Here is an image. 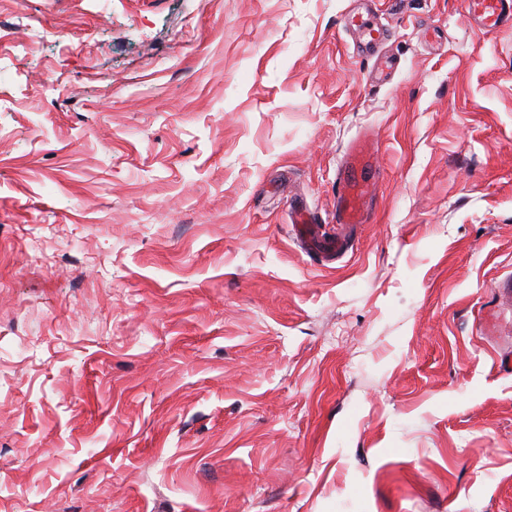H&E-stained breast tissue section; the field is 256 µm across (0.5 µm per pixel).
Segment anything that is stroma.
<instances>
[{"label":"stroma","mask_w":512,"mask_h":512,"mask_svg":"<svg viewBox=\"0 0 512 512\" xmlns=\"http://www.w3.org/2000/svg\"><path fill=\"white\" fill-rule=\"evenodd\" d=\"M366 3L0 0V512H512V23ZM345 26L357 34L361 44L369 48L377 47L386 39L382 25L370 16L348 15L345 17ZM375 148L368 140L354 141L347 150L340 193L338 196L339 224L336 227V238L324 241L325 247L338 260L345 253L343 250L346 236L359 224H365L368 218L369 199L373 196V183L369 179H358V172L369 173L374 168Z\"/></svg>","instance_id":"stroma-1"}]
</instances>
